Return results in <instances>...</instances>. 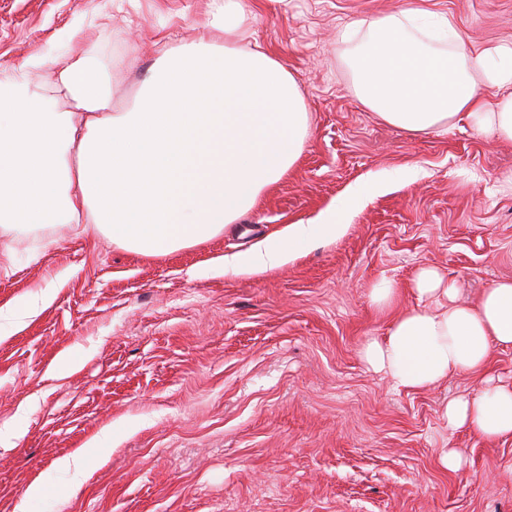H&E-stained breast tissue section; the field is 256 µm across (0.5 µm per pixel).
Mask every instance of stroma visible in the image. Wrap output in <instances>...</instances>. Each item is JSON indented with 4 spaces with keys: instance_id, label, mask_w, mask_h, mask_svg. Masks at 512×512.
<instances>
[{
    "instance_id": "obj_1",
    "label": "stroma",
    "mask_w": 512,
    "mask_h": 512,
    "mask_svg": "<svg viewBox=\"0 0 512 512\" xmlns=\"http://www.w3.org/2000/svg\"><path fill=\"white\" fill-rule=\"evenodd\" d=\"M241 3L247 21L223 41L292 75L304 150L237 223L169 254L63 224L0 238V512H512V436L441 417L478 377L397 389L360 354L393 321L371 298L380 281L406 310L422 266L470 302L512 280V143L465 121L420 137L381 121L351 92L336 39L415 7L452 16L475 52L512 39V0ZM223 12L224 0H0V81L36 53L66 62L74 39L127 109L162 53ZM332 206L341 234L261 275L225 267ZM444 448L461 470L442 466ZM75 456L78 482L60 465Z\"/></svg>"
}]
</instances>
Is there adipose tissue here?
<instances>
[{"label": "adipose tissue", "instance_id": "1", "mask_svg": "<svg viewBox=\"0 0 512 512\" xmlns=\"http://www.w3.org/2000/svg\"><path fill=\"white\" fill-rule=\"evenodd\" d=\"M423 12L372 16L342 33L351 90L369 111L413 135L467 119L479 133L512 141V40L470 54L450 17L420 28ZM212 36L165 58L134 111H118L101 72L71 42L73 63L50 88L25 76L0 84V235L50 224H91L113 244L168 254L223 232L301 155L309 113L292 77L267 54ZM342 229L329 211L232 256L254 274L284 264L298 248ZM416 308L361 354L401 389L431 387L451 373L484 371L493 348L512 347V281L493 284L478 304L455 279L420 269ZM449 428L487 438L512 435V384L448 402Z\"/></svg>", "mask_w": 512, "mask_h": 512}]
</instances>
